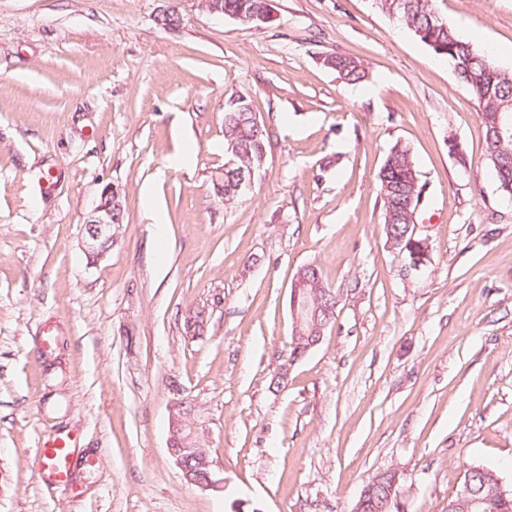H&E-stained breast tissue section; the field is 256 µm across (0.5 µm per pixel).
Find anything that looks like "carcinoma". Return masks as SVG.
Here are the masks:
<instances>
[{
  "label": "carcinoma",
  "instance_id": "obj_1",
  "mask_svg": "<svg viewBox=\"0 0 512 512\" xmlns=\"http://www.w3.org/2000/svg\"><path fill=\"white\" fill-rule=\"evenodd\" d=\"M375 8L396 25L425 44L452 68L458 85L477 103L485 129L486 153L493 176L505 197L512 198V132L497 131L498 116L512 113V71L498 67L492 54L478 50L463 40L435 10L433 0H372ZM267 0H224V16L234 17L250 27L268 25ZM324 64L336 71L347 84H357L367 77L358 58L342 53L324 57ZM257 114L246 94L224 101V147L235 144L236 164L224 169V197L220 202H238L244 193L233 191L237 171L255 167L267 157L268 134L258 129ZM425 184L421 182L417 161L409 147L394 144L378 173V195L382 202L383 224L387 241L401 251L408 248L406 236L409 217L424 198ZM316 287L300 289L310 300L332 306L338 303L339 290L324 279L321 268L312 266ZM199 313L189 310L184 318L186 335L194 339L205 328L198 325ZM375 493L382 496L394 479L400 478L395 469L374 475ZM448 512H512V490L501 485L497 471L485 465H470L463 475L460 491L448 500Z\"/></svg>",
  "mask_w": 512,
  "mask_h": 512
}]
</instances>
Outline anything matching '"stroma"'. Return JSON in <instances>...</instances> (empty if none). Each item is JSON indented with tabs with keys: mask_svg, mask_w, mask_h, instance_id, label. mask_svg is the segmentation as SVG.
I'll list each match as a JSON object with an SVG mask.
<instances>
[{
	"mask_svg": "<svg viewBox=\"0 0 512 512\" xmlns=\"http://www.w3.org/2000/svg\"><path fill=\"white\" fill-rule=\"evenodd\" d=\"M271 5L252 28L198 0H0V512H353L389 468L398 512H448L472 464L512 490V201L478 105L371 0ZM434 5L512 71V0ZM333 52L366 80L343 83ZM238 94L269 145L226 206L213 179ZM398 142L426 184L428 260L410 273L377 195ZM108 185L128 222L90 266L83 225ZM309 263L343 296L275 391ZM199 305L211 318L193 340ZM177 398L197 406L226 493L188 486L170 457ZM61 432L97 459L76 495L39 478L36 448ZM324 64L336 71L338 77L347 84H357L367 77L365 68L358 58L342 53H332L324 57Z\"/></svg>",
	"mask_w": 512,
	"mask_h": 512,
	"instance_id": "obj_1",
	"label": "stroma"
}]
</instances>
